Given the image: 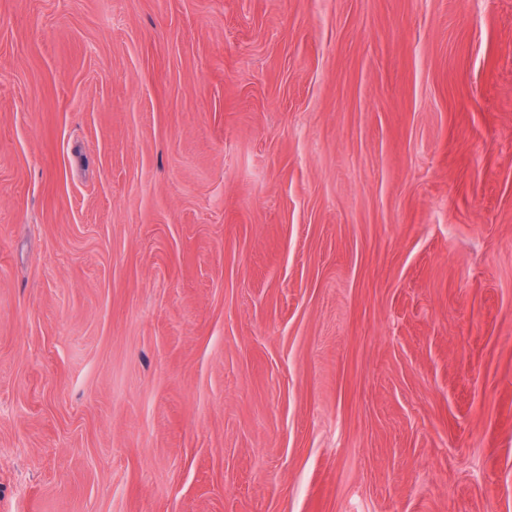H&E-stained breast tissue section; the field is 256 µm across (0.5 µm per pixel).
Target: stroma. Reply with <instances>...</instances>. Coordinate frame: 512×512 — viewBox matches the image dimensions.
<instances>
[{
  "instance_id": "1",
  "label": "stroma",
  "mask_w": 512,
  "mask_h": 512,
  "mask_svg": "<svg viewBox=\"0 0 512 512\" xmlns=\"http://www.w3.org/2000/svg\"><path fill=\"white\" fill-rule=\"evenodd\" d=\"M0 512H512V0H0Z\"/></svg>"
}]
</instances>
